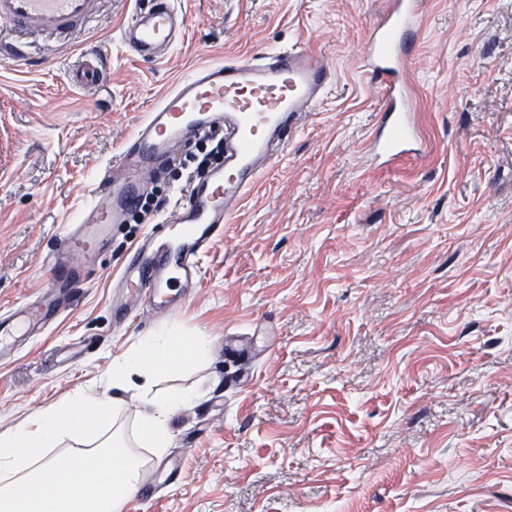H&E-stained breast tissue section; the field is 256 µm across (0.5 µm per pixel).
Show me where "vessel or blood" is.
Returning <instances> with one entry per match:
<instances>
[{"label":"vessel or blood","mask_w":512,"mask_h":512,"mask_svg":"<svg viewBox=\"0 0 512 512\" xmlns=\"http://www.w3.org/2000/svg\"><path fill=\"white\" fill-rule=\"evenodd\" d=\"M427 0H387L362 56L365 72L383 95L368 141V153L383 165L418 156V133L411 94L414 44L422 32ZM89 0H0V22L36 33L80 35ZM184 16L174 0H147L135 7L120 38L136 57H162L183 35ZM108 56L101 49L84 54L70 76L81 88H95L107 78ZM329 63L303 48L221 66L203 67L180 78L148 112L118 160L119 176L104 172L95 192L100 205L84 210L60 239L52 261L57 285L80 279L77 255L99 244L114 224L136 209L143 179L168 164L171 147L223 133L224 162L188 189L166 217V231L147 236L130 253L121 284L127 295L144 298L151 309L181 308L197 287V258L224 235L260 173L282 153L292 132L317 110L332 83ZM45 302L0 320V347L12 336L33 334L55 317Z\"/></svg>","instance_id":"b4317fda"}]
</instances>
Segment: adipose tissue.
<instances>
[{
	"instance_id": "1",
	"label": "adipose tissue",
	"mask_w": 512,
	"mask_h": 512,
	"mask_svg": "<svg viewBox=\"0 0 512 512\" xmlns=\"http://www.w3.org/2000/svg\"><path fill=\"white\" fill-rule=\"evenodd\" d=\"M211 351V337L157 330L113 364L112 386L122 388L135 375L149 381L203 364ZM196 396L193 389L172 396L143 393L134 449L115 426L125 401L81 389L31 423L0 432V512H122L142 479L141 449L162 455L172 415ZM75 437L82 447H65V439Z\"/></svg>"
}]
</instances>
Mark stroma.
Masks as SVG:
<instances>
[{"label":"stroma","mask_w":512,"mask_h":512,"mask_svg":"<svg viewBox=\"0 0 512 512\" xmlns=\"http://www.w3.org/2000/svg\"><path fill=\"white\" fill-rule=\"evenodd\" d=\"M184 35L158 60L119 28L131 0H90L85 31L27 36L0 59V316L52 293L47 261L147 113L179 77L297 45L335 79L198 259L197 294L169 315L114 317L129 251L182 200L170 164L145 196L161 214L112 226L79 262L77 296L0 357V432L75 389L164 326L214 339L209 360L154 393L198 398L170 420L155 495L123 512H506L512 505V0H429L414 48L424 157L365 155L382 97L361 66L385 0H177ZM86 43L112 70L69 80ZM181 473L167 480L171 461Z\"/></svg>","instance_id":"obj_1"}]
</instances>
